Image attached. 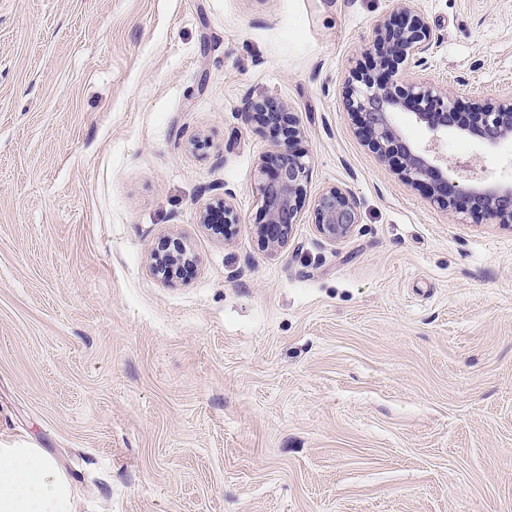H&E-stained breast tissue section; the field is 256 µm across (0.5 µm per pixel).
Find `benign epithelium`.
<instances>
[{"mask_svg":"<svg viewBox=\"0 0 512 512\" xmlns=\"http://www.w3.org/2000/svg\"><path fill=\"white\" fill-rule=\"evenodd\" d=\"M432 45V30L424 16L409 7L399 8L393 17L378 24L368 48L375 67L352 74L346 109L356 116L359 134L367 145L395 165L408 182L427 188L433 202L452 220L462 214L486 215L499 224L511 225V185L467 182L451 176L448 167L438 164V157L411 145L394 124V114L404 109L435 137L458 132L487 146L512 138V93L475 97L463 108L446 89L405 80L407 70L428 65ZM245 115L259 126L281 133L274 150L261 159L259 194L265 221L257 227L262 246L276 254L287 245L298 223L303 183L309 172L304 155L294 147L300 134L299 120L270 99L249 103ZM313 207L317 232L330 243L348 237L360 222L356 198L338 186L323 188ZM200 223L226 235L236 223L234 209L221 198L202 211ZM154 259L153 273L165 281L191 264L194 256L181 239L167 238L159 242Z\"/></svg>","mask_w":512,"mask_h":512,"instance_id":"7a95c632","label":"benign epithelium"}]
</instances>
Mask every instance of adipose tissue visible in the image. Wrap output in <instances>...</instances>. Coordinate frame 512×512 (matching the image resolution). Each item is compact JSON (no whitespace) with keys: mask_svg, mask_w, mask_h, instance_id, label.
<instances>
[{"mask_svg":"<svg viewBox=\"0 0 512 512\" xmlns=\"http://www.w3.org/2000/svg\"><path fill=\"white\" fill-rule=\"evenodd\" d=\"M0 512H73V490L39 448H0Z\"/></svg>","mask_w":512,"mask_h":512,"instance_id":"1","label":"adipose tissue"}]
</instances>
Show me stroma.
I'll list each match as a JSON object with an SVG mask.
<instances>
[{"mask_svg":"<svg viewBox=\"0 0 512 512\" xmlns=\"http://www.w3.org/2000/svg\"><path fill=\"white\" fill-rule=\"evenodd\" d=\"M403 3L436 41L410 79L512 90V0H0V443L51 454L75 512H512V227L449 220L345 108ZM264 99L309 166L275 255ZM394 120L512 182V142ZM329 185L360 209L336 243ZM167 236L196 263L163 283ZM316 228L319 235L336 243L350 235L360 222L359 205L354 195L338 186H327L315 197ZM215 211H220L224 214V224H212L210 215ZM200 223L203 224V226L208 227L210 230L215 231L216 233H223L225 237L231 229L232 225L236 224L234 209L225 198L218 199L202 211L200 215Z\"/></svg>","mask_w":512,"mask_h":512,"instance_id":"35a3bbf8","label":"stroma"}]
</instances>
